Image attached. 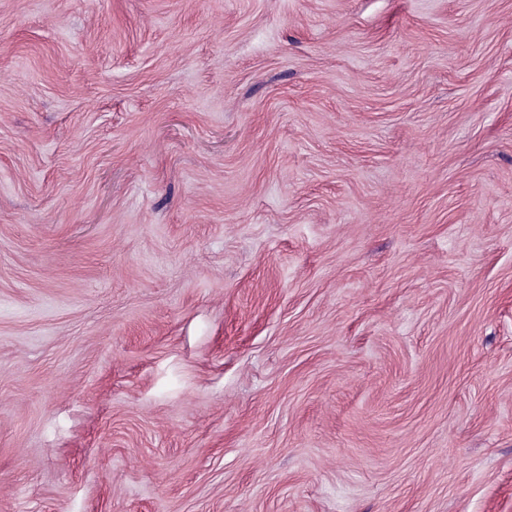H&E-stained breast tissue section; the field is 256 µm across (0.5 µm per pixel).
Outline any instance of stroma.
I'll return each instance as SVG.
<instances>
[{"label":"stroma","mask_w":512,"mask_h":512,"mask_svg":"<svg viewBox=\"0 0 512 512\" xmlns=\"http://www.w3.org/2000/svg\"><path fill=\"white\" fill-rule=\"evenodd\" d=\"M0 512H512V0H0Z\"/></svg>","instance_id":"1"}]
</instances>
